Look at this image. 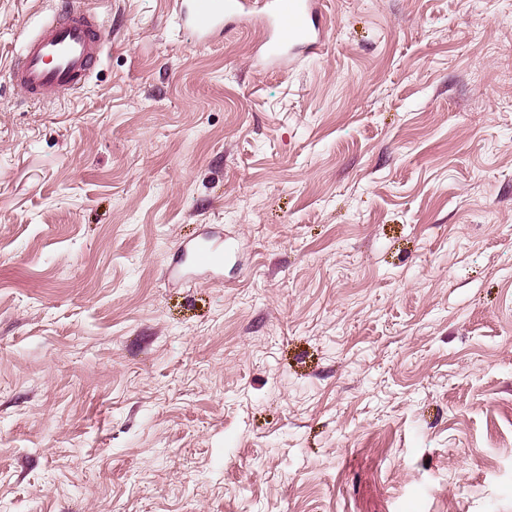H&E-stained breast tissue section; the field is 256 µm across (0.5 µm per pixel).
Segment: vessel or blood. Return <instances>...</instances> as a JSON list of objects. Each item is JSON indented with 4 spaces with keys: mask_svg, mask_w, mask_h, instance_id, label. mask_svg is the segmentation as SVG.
<instances>
[{
    "mask_svg": "<svg viewBox=\"0 0 512 512\" xmlns=\"http://www.w3.org/2000/svg\"><path fill=\"white\" fill-rule=\"evenodd\" d=\"M95 0H52L36 33L13 56V82L29 98L48 103L66 100L79 91L101 66L105 48V23ZM320 0H262L264 62L284 65L313 53L325 42L319 21ZM250 0H175L179 21L198 40L208 41L225 25L248 19ZM169 268L178 274L184 265L211 270L224 265V242L178 245Z\"/></svg>",
    "mask_w": 512,
    "mask_h": 512,
    "instance_id": "obj_1",
    "label": "vessel or blood"
}]
</instances>
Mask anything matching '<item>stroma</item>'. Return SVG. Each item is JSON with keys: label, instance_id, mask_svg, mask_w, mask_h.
I'll return each instance as SVG.
<instances>
[{"label": "stroma", "instance_id": "stroma-1", "mask_svg": "<svg viewBox=\"0 0 512 512\" xmlns=\"http://www.w3.org/2000/svg\"><path fill=\"white\" fill-rule=\"evenodd\" d=\"M174 8L45 107L0 0V512H512V0H325L283 71ZM175 255V261L169 268L171 275L178 274L187 261L195 267L220 270L224 266V239L194 246L180 244L175 250Z\"/></svg>", "mask_w": 512, "mask_h": 512}]
</instances>
